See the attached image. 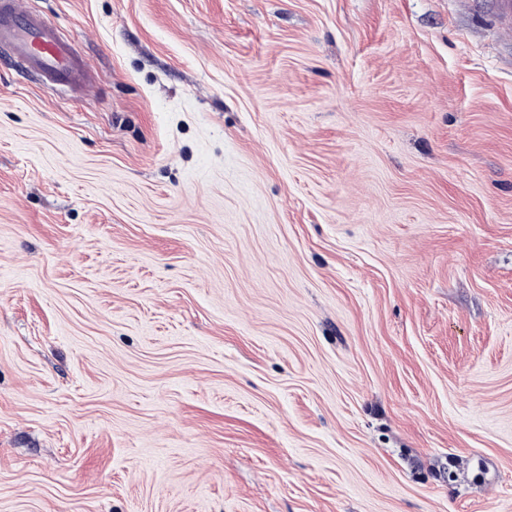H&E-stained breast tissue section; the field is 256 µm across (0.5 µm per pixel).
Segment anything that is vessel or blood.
Segmentation results:
<instances>
[{
	"label": "vessel or blood",
	"instance_id": "b4317fda",
	"mask_svg": "<svg viewBox=\"0 0 512 512\" xmlns=\"http://www.w3.org/2000/svg\"><path fill=\"white\" fill-rule=\"evenodd\" d=\"M0 49L50 90L76 91L91 79L74 43L43 17L21 9L19 0H0Z\"/></svg>",
	"mask_w": 512,
	"mask_h": 512
}]
</instances>
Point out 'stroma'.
I'll return each mask as SVG.
<instances>
[{
    "mask_svg": "<svg viewBox=\"0 0 512 512\" xmlns=\"http://www.w3.org/2000/svg\"><path fill=\"white\" fill-rule=\"evenodd\" d=\"M0 512H512L496 0H20ZM18 0L0 1V49L36 75L42 87L50 90L81 89L91 73L81 64L74 43L49 21L27 12Z\"/></svg>",
    "mask_w": 512,
    "mask_h": 512,
    "instance_id": "1",
    "label": "stroma"
}]
</instances>
